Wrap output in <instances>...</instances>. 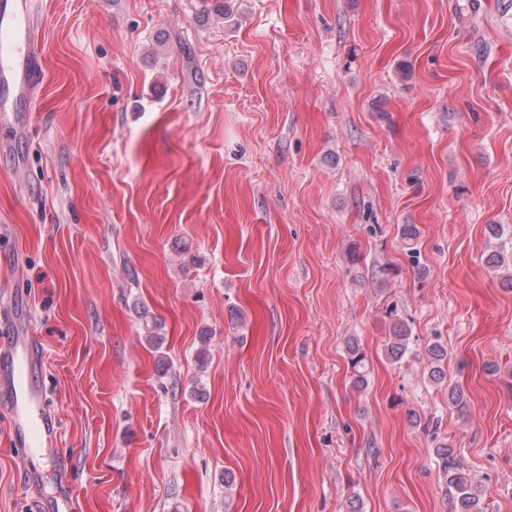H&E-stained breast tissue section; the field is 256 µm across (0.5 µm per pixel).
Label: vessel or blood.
<instances>
[{"mask_svg": "<svg viewBox=\"0 0 512 512\" xmlns=\"http://www.w3.org/2000/svg\"><path fill=\"white\" fill-rule=\"evenodd\" d=\"M36 10L35 0H0V85L24 104L36 97L45 77ZM12 329L11 345L0 350V393L7 399L17 446L45 448L56 440V420L44 407L37 350L25 324L13 322Z\"/></svg>", "mask_w": 512, "mask_h": 512, "instance_id": "obj_1", "label": "vessel or blood"}]
</instances>
